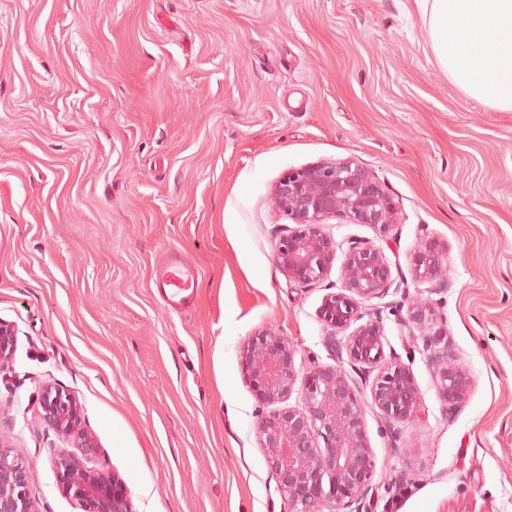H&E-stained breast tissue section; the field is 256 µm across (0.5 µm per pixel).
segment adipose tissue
Instances as JSON below:
<instances>
[{
  "label": "adipose tissue",
  "instance_id": "obj_1",
  "mask_svg": "<svg viewBox=\"0 0 512 512\" xmlns=\"http://www.w3.org/2000/svg\"><path fill=\"white\" fill-rule=\"evenodd\" d=\"M432 52L467 96L512 112V0H414Z\"/></svg>",
  "mask_w": 512,
  "mask_h": 512
}]
</instances>
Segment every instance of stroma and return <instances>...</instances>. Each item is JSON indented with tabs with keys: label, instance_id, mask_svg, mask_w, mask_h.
Here are the masks:
<instances>
[{
	"label": "stroma",
	"instance_id": "1",
	"mask_svg": "<svg viewBox=\"0 0 512 512\" xmlns=\"http://www.w3.org/2000/svg\"><path fill=\"white\" fill-rule=\"evenodd\" d=\"M336 160L397 205L405 288L367 306L420 391L398 438L366 410L372 512H512V112L449 81L413 0H0V319L18 328L0 435L38 512H82L57 488L48 383L132 512H288L243 347L273 326L300 372L336 363L319 308L342 263L289 278L271 201L288 169ZM427 242L445 287L413 279ZM173 255L201 272L179 314L155 285ZM417 298L471 377L459 409L401 324Z\"/></svg>",
	"mask_w": 512,
	"mask_h": 512
}]
</instances>
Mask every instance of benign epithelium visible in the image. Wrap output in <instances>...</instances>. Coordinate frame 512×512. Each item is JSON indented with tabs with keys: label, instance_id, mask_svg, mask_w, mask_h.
<instances>
[{
	"label": "benign epithelium",
	"instance_id": "7a95c632",
	"mask_svg": "<svg viewBox=\"0 0 512 512\" xmlns=\"http://www.w3.org/2000/svg\"><path fill=\"white\" fill-rule=\"evenodd\" d=\"M273 201L296 224L283 230L277 262L302 283L324 280L336 259V243L323 231L326 220L368 224L385 236L397 214L394 199L374 174L351 161L286 171L273 189ZM343 255V282L320 306L329 330L326 344L338 365H317L300 375L288 339L272 327L258 332L245 349L249 378L262 403L274 405L300 391L299 406L272 410L258 422L260 448L290 512H368L376 487L365 397L394 439L396 424L409 420L420 402L410 369L396 354H385L381 319L368 317L364 307L401 288L388 257L381 247L359 238L346 241ZM443 267L439 251L424 244L415 253L413 277L431 283ZM433 316L430 304L418 302L408 309L403 326L425 329ZM16 346L15 325L0 320L1 371L12 366ZM426 347L442 401L462 406L471 379L454 349L430 338ZM39 406L43 422L72 447L55 459L59 491L80 501L84 512H132L122 484L88 466L98 445L86 428L81 403L64 388L46 384ZM27 470L28 464L0 438V512H39L28 493Z\"/></svg>",
	"mask_w": 512,
	"mask_h": 512
}]
</instances>
